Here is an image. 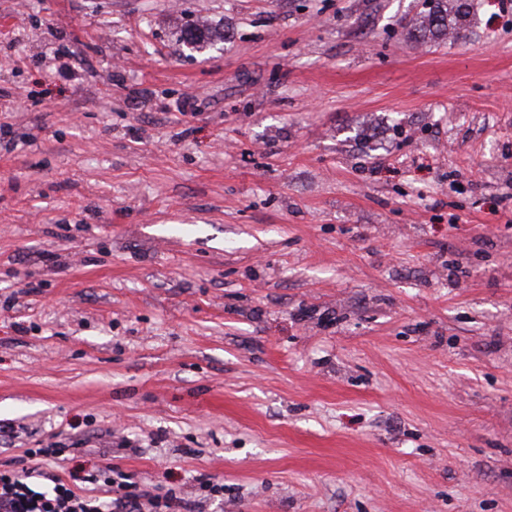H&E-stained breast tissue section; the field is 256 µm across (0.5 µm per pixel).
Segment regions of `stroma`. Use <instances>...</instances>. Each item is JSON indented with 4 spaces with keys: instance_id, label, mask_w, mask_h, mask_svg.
I'll return each mask as SVG.
<instances>
[{
    "instance_id": "obj_1",
    "label": "stroma",
    "mask_w": 512,
    "mask_h": 512,
    "mask_svg": "<svg viewBox=\"0 0 512 512\" xmlns=\"http://www.w3.org/2000/svg\"><path fill=\"white\" fill-rule=\"evenodd\" d=\"M422 9L0 0V470L512 512V0ZM468 7L462 0H425V9L419 19L412 23L415 38L425 41L434 37L448 36V22L466 18Z\"/></svg>"
}]
</instances>
